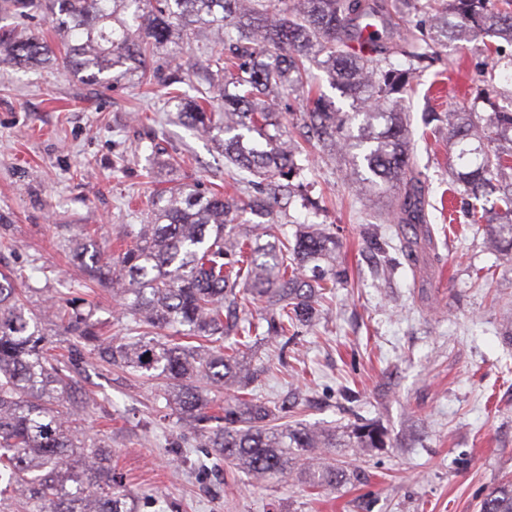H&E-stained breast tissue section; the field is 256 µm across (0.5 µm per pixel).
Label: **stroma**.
<instances>
[{"label":"stroma","instance_id":"stroma-1","mask_svg":"<svg viewBox=\"0 0 512 512\" xmlns=\"http://www.w3.org/2000/svg\"><path fill=\"white\" fill-rule=\"evenodd\" d=\"M207 43L199 31L185 36L184 91L205 86ZM510 56L511 44L480 38L447 48L413 80L407 107L426 222L412 253L379 218L403 187L375 197L347 179V159L313 145L304 171L313 206L296 201L273 215L290 239L306 224L335 232L347 277L325 290L319 322L287 348L251 342L255 398L291 403L292 424L340 432L374 422L389 445L360 457L343 449L350 476L323 493L298 478L256 484L196 446L159 399L163 380L82 351L69 373L94 405L76 428L109 445L138 512H480L512 480V341L503 334L512 262L488 247L484 221L449 205L448 133L422 123L424 112L462 106L488 118L479 93L512 105ZM237 180L163 88L89 82L59 62L0 66V270L14 273L31 312L73 298L107 335H124L111 287L89 280L71 240L113 255L157 191L199 181L246 199Z\"/></svg>","mask_w":512,"mask_h":512}]
</instances>
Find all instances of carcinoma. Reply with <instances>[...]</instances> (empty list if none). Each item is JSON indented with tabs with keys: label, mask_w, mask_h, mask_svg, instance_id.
I'll list each match as a JSON object with an SVG mask.
<instances>
[{
	"label": "carcinoma",
	"mask_w": 512,
	"mask_h": 512,
	"mask_svg": "<svg viewBox=\"0 0 512 512\" xmlns=\"http://www.w3.org/2000/svg\"><path fill=\"white\" fill-rule=\"evenodd\" d=\"M394 7L408 20L427 14L420 44L405 52V73L394 69L385 46L369 55L352 47L382 38L362 21L389 27L383 0H0V13L23 22L43 15L58 39L55 49L27 25L1 30L0 64L13 67L56 61L60 50L73 72L102 83L135 77L170 89L181 75L149 69L157 50L179 58L183 32L192 28L208 30L222 46L207 56L206 68H216L235 92L175 90L168 100L185 124L221 144L225 164L254 194L241 205L183 182L155 194L144 223L131 225L134 245L111 260L89 253V242L77 246V259L98 282L112 285L140 336L105 340L91 314L75 305L54 315L75 343L104 347L112 365L168 381L162 397L198 444L245 467L259 483L284 482L297 467L312 487L331 489L345 472L334 451L336 432L276 424L279 412L251 397L254 373L239 360L240 347L258 330L240 316L248 304H266L263 336L285 346L314 322L325 284L345 277L332 233L310 227L291 244L273 222L239 221L244 208L269 215L304 191L303 182H294L305 168L302 149L281 138L277 102L304 88L307 63L322 58L331 84L355 111L337 112L320 94L311 98L301 116L304 137L351 158L355 180L375 189L381 182L403 185L397 223L409 220L415 229L425 215L410 175L399 95L411 89L412 73L452 44L478 36L512 42V0H395ZM425 122L448 129L453 183L475 198L501 191L505 174L512 180V149L489 147L492 140L512 143V109L493 111L486 127L464 111L431 112ZM501 200L505 209L485 211L487 242L512 249V183ZM45 341L13 277L0 273V512H137L112 469V449L71 429L69 421L90 402L66 369L45 356ZM213 388L230 392L217 412L208 397ZM347 437L356 455L387 446L374 422L352 424ZM481 512H512V484L491 491Z\"/></svg>",
	"instance_id": "carcinoma-1"
}]
</instances>
